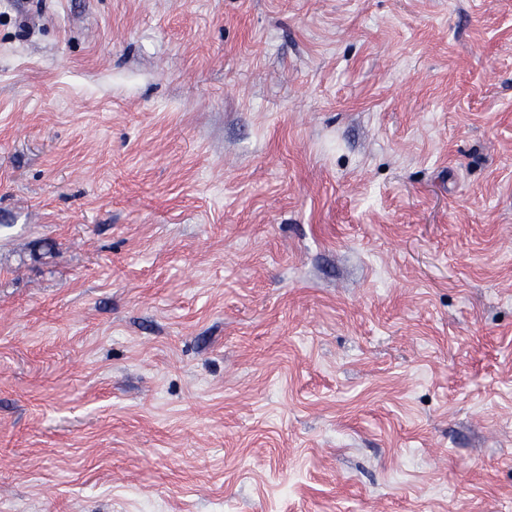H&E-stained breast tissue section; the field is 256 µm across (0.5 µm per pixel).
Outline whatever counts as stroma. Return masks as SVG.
<instances>
[{"label":"stroma","mask_w":512,"mask_h":512,"mask_svg":"<svg viewBox=\"0 0 512 512\" xmlns=\"http://www.w3.org/2000/svg\"><path fill=\"white\" fill-rule=\"evenodd\" d=\"M0 512H512V0H0Z\"/></svg>","instance_id":"stroma-1"}]
</instances>
